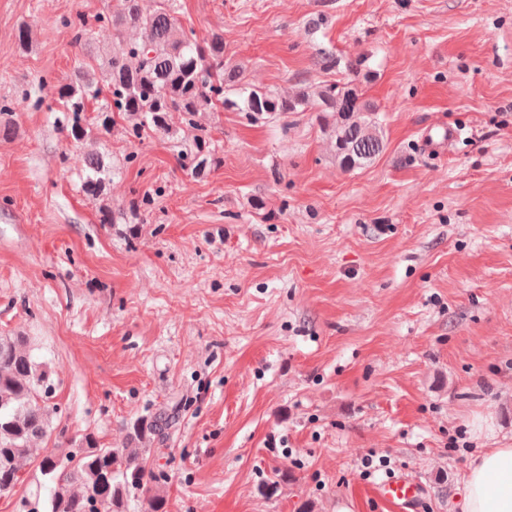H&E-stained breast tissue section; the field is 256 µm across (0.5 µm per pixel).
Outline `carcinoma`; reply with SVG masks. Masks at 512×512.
Masks as SVG:
<instances>
[{
    "label": "carcinoma",
    "mask_w": 512,
    "mask_h": 512,
    "mask_svg": "<svg viewBox=\"0 0 512 512\" xmlns=\"http://www.w3.org/2000/svg\"><path fill=\"white\" fill-rule=\"evenodd\" d=\"M142 0H115L112 9L89 21L63 18L75 39H88L92 28L110 26L120 32L138 28L144 39L122 40L94 71L77 70L75 78L54 86L65 111L71 113L70 134L85 137L82 126L88 103L107 88L110 101L101 112H118L133 120L132 131L169 130L167 117L179 112L193 127L199 114L217 104L242 112L252 121L281 118L290 112L314 110L332 117L336 164L345 171L373 163L385 149L378 108L347 82L304 87L289 96L251 86L236 67L224 62V32L199 42L177 18L178 0H159L147 13ZM202 140L181 153L183 167L199 174L216 162L203 153ZM85 187L98 192L105 185L106 167L97 155L86 158ZM52 371L37 361L27 336H0V496H9L22 483V470L34 463L41 480L17 500V512H128V502L147 498L151 512H165L166 502L152 494L161 479L149 467V445L162 444L172 420L158 411L136 419L128 434L130 447L102 448L92 434L69 441L56 453L38 447L51 431L54 409L49 399Z\"/></svg>",
    "instance_id": "obj_1"
}]
</instances>
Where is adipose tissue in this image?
<instances>
[{
  "label": "adipose tissue",
  "instance_id": "1",
  "mask_svg": "<svg viewBox=\"0 0 512 512\" xmlns=\"http://www.w3.org/2000/svg\"><path fill=\"white\" fill-rule=\"evenodd\" d=\"M459 512H512V447L485 448L464 473Z\"/></svg>",
  "mask_w": 512,
  "mask_h": 512
}]
</instances>
